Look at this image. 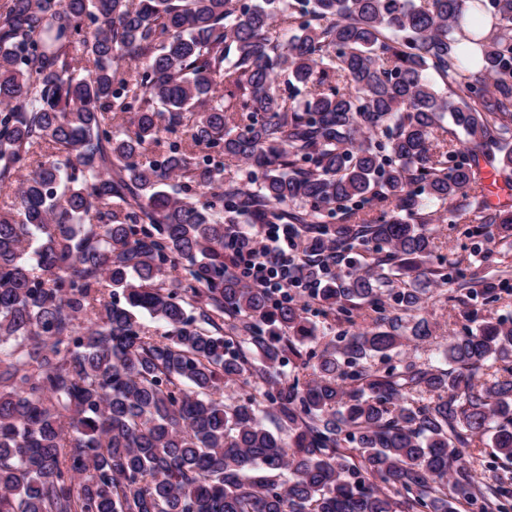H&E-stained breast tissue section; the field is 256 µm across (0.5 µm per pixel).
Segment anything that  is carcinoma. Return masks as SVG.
Wrapping results in <instances>:
<instances>
[{"instance_id": "carcinoma-1", "label": "carcinoma", "mask_w": 512, "mask_h": 512, "mask_svg": "<svg viewBox=\"0 0 512 512\" xmlns=\"http://www.w3.org/2000/svg\"><path fill=\"white\" fill-rule=\"evenodd\" d=\"M483 164L512 169V0H10L0 512H509L512 470L477 457L489 437L512 462V327L498 280L435 264L426 230ZM476 219L512 237L511 208ZM228 224L294 225L322 287L242 286ZM422 280L488 314L442 367L374 368L433 338ZM311 312L343 328L305 353Z\"/></svg>"}]
</instances>
